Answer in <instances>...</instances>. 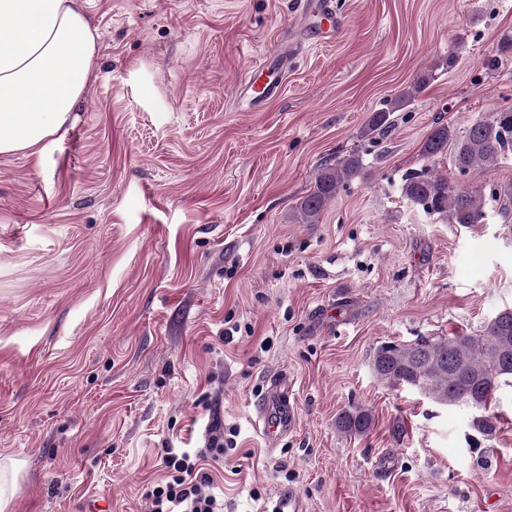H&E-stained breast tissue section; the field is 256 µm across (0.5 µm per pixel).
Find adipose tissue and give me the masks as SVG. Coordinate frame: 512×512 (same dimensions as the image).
<instances>
[{
  "mask_svg": "<svg viewBox=\"0 0 512 512\" xmlns=\"http://www.w3.org/2000/svg\"><path fill=\"white\" fill-rule=\"evenodd\" d=\"M97 53L75 0H0V155L36 154L69 124Z\"/></svg>",
  "mask_w": 512,
  "mask_h": 512,
  "instance_id": "obj_1",
  "label": "adipose tissue"
}]
</instances>
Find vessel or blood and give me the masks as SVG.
<instances>
[{
    "mask_svg": "<svg viewBox=\"0 0 512 512\" xmlns=\"http://www.w3.org/2000/svg\"><path fill=\"white\" fill-rule=\"evenodd\" d=\"M346 28L347 18L337 13L334 0H299L293 32H280L273 45L244 71L235 85L237 102L255 108L278 99L283 93L288 60L297 40L332 41ZM295 423V410L283 380H269L259 408L258 429L273 440L293 429Z\"/></svg>",
    "mask_w": 512,
    "mask_h": 512,
    "instance_id": "b4317fda",
    "label": "vessel or blood"
}]
</instances>
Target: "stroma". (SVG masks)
I'll return each mask as SVG.
<instances>
[{"label": "stroma", "instance_id": "35a3bbf8", "mask_svg": "<svg viewBox=\"0 0 512 512\" xmlns=\"http://www.w3.org/2000/svg\"><path fill=\"white\" fill-rule=\"evenodd\" d=\"M77 2L99 55L74 126L0 155L7 512H147L162 448H207L217 420L236 441L210 464L224 512H512V387L487 438L474 410L371 367L384 342L473 336L512 308V224H452L399 190L436 126L512 105V0H336L346 32L299 44L256 112L234 86L296 0ZM351 153L362 176L298 223ZM282 377L296 425L271 443L256 405ZM356 407L369 431L339 432ZM420 89L421 84L415 85L411 90L403 92L394 99L386 101L384 108L380 109L378 112H373L364 134L371 135L376 131H380L383 128L388 127L387 125L390 124V118L393 112L404 109L416 97V94ZM362 159L358 154H348L325 164L318 172L307 194L297 199L292 207L301 224L319 223L326 206L336 197L340 186L349 180L361 176Z\"/></svg>", "mask_w": 512, "mask_h": 512}]
</instances>
